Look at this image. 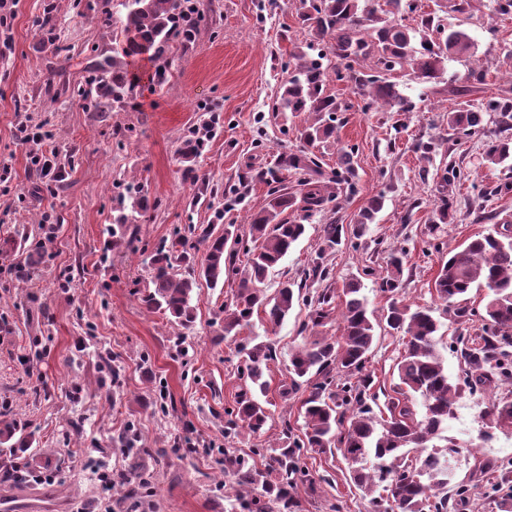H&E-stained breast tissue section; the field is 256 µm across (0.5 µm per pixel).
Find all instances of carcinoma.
Segmentation results:
<instances>
[{"label":"carcinoma","instance_id":"carcinoma-1","mask_svg":"<svg viewBox=\"0 0 512 512\" xmlns=\"http://www.w3.org/2000/svg\"><path fill=\"white\" fill-rule=\"evenodd\" d=\"M125 9L119 25L112 29L116 50L125 55L147 56L155 62L170 50L171 44L186 47L195 40L201 17L191 12L185 18L186 0H121ZM413 9L414 0H384L375 6L370 0H299L298 24L313 38L308 51L290 55L291 76L282 85V93L272 106L273 112L305 113V126L300 130L303 149L279 153L275 168L263 171L258 178L269 185L265 206L250 215L249 236L252 247H243V266H235L237 250L226 251L228 242L236 245L243 239L235 225L227 224L218 234L210 225H190L188 233L204 245V258L199 267H189L178 274L175 264L190 262V257L173 254L176 245L184 244L179 235L171 246L159 250L153 257L151 288L143 296L145 305L169 314L182 326L195 319L193 298L199 280L215 287L224 274L239 276V286L233 300L224 304L218 317V331L226 337L248 323L261 312L271 325L281 324L296 303L312 306L310 321L314 327L326 326L334 313H339L341 335L316 336L294 347L289 357V382L281 385L284 397L308 390L301 401L299 416L303 419L302 435L283 441L274 454L261 449L252 454L265 460L262 466L224 451V475L231 478L234 492L225 497L227 512H292L295 507L292 492L305 476L300 466L301 452L325 454L333 450L342 458H351L350 480L365 495L371 497L374 512H464L472 493L494 475L502 482L512 479L499 470L496 461L484 458L474 466L468 481H451L448 461L459 453L460 445L448 438V419L454 416L460 396L458 384L448 376L438 350L441 322L431 306L413 308L403 301L392 300L386 313L376 316L368 309L363 284L351 278L342 285V306L336 309V292L325 288L313 295L302 293L303 286L283 282L269 296L261 285L294 247L306 231L305 221L321 213L333 200L332 185L348 182L354 175V152L341 154L336 169L328 172L314 152L318 146L336 140L339 125L336 113L344 111L336 98L325 94L327 77L325 62L335 57L343 69L336 70L338 79L354 85L358 94L382 103L389 112H411L413 103L387 75L409 65L417 79L436 81L443 72L445 61L453 56L471 55L472 41L463 30H452L441 39L440 24L435 17L421 19L420 28L410 30L391 20L388 15ZM370 56L375 68L368 73L358 61ZM131 80L117 61H112V79L105 74L87 78L77 94L94 100L121 102ZM496 112L500 124L512 123V87L482 101L477 106L452 108L446 113L448 129L463 136L485 131V116ZM200 139L184 141L181 154L188 166L185 175L197 179L193 163L201 154ZM482 160L487 166L512 161V140L491 137L486 142ZM296 172L302 175L299 194H291L282 186L279 174ZM461 167L444 169L439 190L440 204L430 218L429 231L451 220L448 181H461ZM129 207L135 213L143 207L144 198L136 188L128 192ZM384 197H372L359 214L353 235L361 237L376 214L383 208ZM124 200H119L118 224L129 223ZM345 234L344 226L329 222L322 229V244L307 276L324 280L329 269L325 255L336 250ZM405 252L390 255L387 275L379 288L394 294L400 288ZM474 288H484L485 324L482 333L460 339L459 357L462 373L470 389H485L504 377L512 379V231L478 234L448 252L434 280V296L443 311L457 318L468 315L467 303ZM386 323L388 334L403 346L396 363L399 383L394 394L387 396V416L379 417L373 410L378 396L371 392L372 381L365 373L369 353L379 336L376 327ZM276 350L269 341H262L240 350L238 373L264 394L269 389L265 379ZM422 401L424 413L417 415L411 398ZM228 423L241 425L252 434L260 433L270 413L250 391L241 392L234 405L224 409ZM485 417L489 432L484 440L493 438L490 430L512 435V400L491 401ZM129 463L127 469L116 472V481L126 487L120 501L129 502L130 512L142 504L144 483L138 472L147 468L146 461L155 459L147 448H136L132 439L119 436ZM32 435L25 433L15 420H0V483L19 490L27 484V475L17 471L14 456L31 447Z\"/></svg>","mask_w":512,"mask_h":512}]
</instances>
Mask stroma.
I'll use <instances>...</instances> for the list:
<instances>
[{
    "mask_svg": "<svg viewBox=\"0 0 512 512\" xmlns=\"http://www.w3.org/2000/svg\"><path fill=\"white\" fill-rule=\"evenodd\" d=\"M203 21L188 48L173 47L162 63L167 82L141 81L107 111L86 108L73 92L92 72L112 71V28L118 0H16L0 11V409L20 420L34 438L37 455H18L19 467L56 477L51 496L43 484L22 492L20 512H100L88 458L124 468L126 458L111 446L126 423H134L142 448L165 454L146 478V512H226L215 485L216 461L224 450L247 454L278 447L299 433L298 396H281L289 354L306 336L311 308L296 304L277 326L253 316L238 334L221 339L214 321L238 287L200 284L196 318L184 327L161 312L148 311L152 254L190 224L236 225L247 236L248 212L266 204L268 185L257 179L282 147L297 148L303 116L273 114L271 105L288 78L285 64L310 37L296 23L297 0H276L259 10L258 0H193ZM57 20L56 39L40 31L46 15ZM445 29H462L474 43L470 58L449 59L439 83L417 80L411 68L392 81L410 97L415 111H384L366 105L351 83L328 74L326 94L345 107L336 142L323 146L326 169L341 150L356 148L355 193L338 192L325 211L311 218L306 233L264 283L274 294L282 282L298 283L320 247L323 224H343L347 236L326 263L327 286L361 279L371 309L383 313L391 299L433 305L434 278L451 249L469 237L512 226V166L482 163L483 136L457 138L444 118L448 109L495 95L512 84V11L497 13L491 0H472L464 11L450 0H417L399 23L417 27L426 15ZM483 83L468 81L473 66ZM44 128L48 144L66 167L63 183L48 184L29 165L31 143L20 122ZM212 132L196 168L206 178H186L180 149L191 128ZM437 144L431 159L421 147ZM459 165L468 180L448 189L454 221L437 236L426 225L439 197L441 175ZM142 186L146 207L130 224H112L127 186ZM383 195L384 207L362 237L351 230L369 199ZM405 251L397 295L381 292L391 252ZM484 290L471 293L473 313L442 318L439 351L448 375H462L451 343L482 326ZM366 365L374 387L391 390L400 348L385 328ZM273 342L277 358L270 383L271 418L261 434L229 425L224 414L245 386L237 374L238 349L250 340ZM108 356L112 369L100 367ZM512 398V382L492 391H462L448 435L463 446H481L486 457L512 447V437L485 443L482 415L493 397ZM80 429H73V422ZM313 480L297 487L299 512H370L368 496L349 480L339 454H305Z\"/></svg>",
    "mask_w": 512,
    "mask_h": 512,
    "instance_id": "1",
    "label": "stroma"
}]
</instances>
